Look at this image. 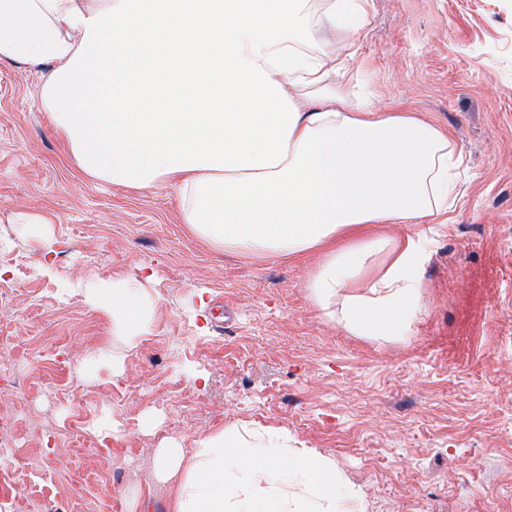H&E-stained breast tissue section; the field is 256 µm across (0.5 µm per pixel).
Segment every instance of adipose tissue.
I'll list each match as a JSON object with an SVG mask.
<instances>
[{"label":"adipose tissue","instance_id":"ef3b65f1","mask_svg":"<svg viewBox=\"0 0 512 512\" xmlns=\"http://www.w3.org/2000/svg\"><path fill=\"white\" fill-rule=\"evenodd\" d=\"M368 0H0V61L43 70L53 130L92 179L175 192L182 223L247 257L320 253L314 304L360 336L402 338L426 256L381 224L448 219L462 152L415 113L379 112L337 74ZM134 344L142 291L89 293ZM169 512H360L326 458L236 426L160 448Z\"/></svg>","mask_w":512,"mask_h":512}]
</instances>
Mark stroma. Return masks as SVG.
Wrapping results in <instances>:
<instances>
[{
	"instance_id": "35a3bbf8",
	"label": "stroma",
	"mask_w": 512,
	"mask_h": 512,
	"mask_svg": "<svg viewBox=\"0 0 512 512\" xmlns=\"http://www.w3.org/2000/svg\"><path fill=\"white\" fill-rule=\"evenodd\" d=\"M346 79L462 150L404 339L315 306L303 261L211 249L171 189L89 178L40 71L0 62V512H168L154 458L236 424L329 459L361 512H512V0H369ZM45 215L44 237L23 218ZM145 291L136 346L88 291Z\"/></svg>"
}]
</instances>
